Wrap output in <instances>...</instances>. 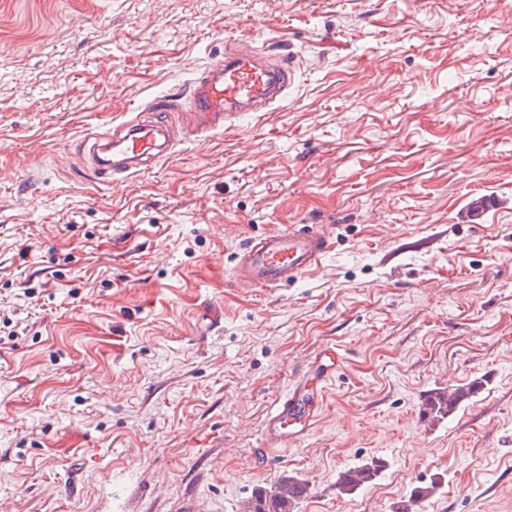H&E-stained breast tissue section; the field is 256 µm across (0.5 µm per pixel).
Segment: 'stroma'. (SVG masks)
<instances>
[{"mask_svg": "<svg viewBox=\"0 0 512 512\" xmlns=\"http://www.w3.org/2000/svg\"><path fill=\"white\" fill-rule=\"evenodd\" d=\"M228 52L293 60L285 99L204 134L172 113V155L94 178L85 139ZM305 225L318 267L234 281ZM331 344L318 419L255 468ZM286 475L294 512L432 482L416 512H512V0H0V512H245ZM326 250L325 235L313 227L270 233L239 254L234 279L245 286L276 289L317 267ZM481 389V382L476 381L467 386L455 388H438L424 399L422 403V414L433 420L441 421L452 416L461 404L475 396ZM448 390L451 395L448 396ZM382 465L371 461L346 468L340 474L338 489L341 494L351 495L370 485L376 478Z\"/></svg>", "mask_w": 512, "mask_h": 512, "instance_id": "1", "label": "stroma"}]
</instances>
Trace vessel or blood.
Wrapping results in <instances>:
<instances>
[{"label":"vessel or blood","mask_w":512,"mask_h":512,"mask_svg":"<svg viewBox=\"0 0 512 512\" xmlns=\"http://www.w3.org/2000/svg\"><path fill=\"white\" fill-rule=\"evenodd\" d=\"M292 75L289 60L271 63L259 56H225L197 78L190 111L198 117L201 131L222 128L228 117L261 111L280 97ZM174 146L166 122L155 118L128 121L91 145L93 172L108 181L122 182ZM326 250V237L315 228L270 233L250 242L240 253L234 279L245 286L274 289L317 267ZM313 418L307 386L299 384L279 398L268 415L257 447L260 457L269 459L273 449L287 447L305 435Z\"/></svg>","instance_id":"vessel-or-blood-1"}]
</instances>
